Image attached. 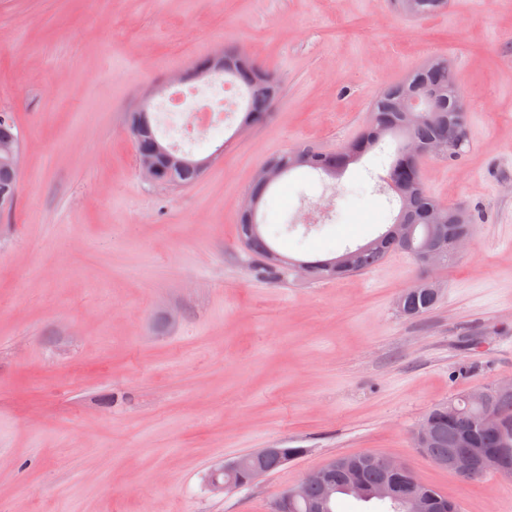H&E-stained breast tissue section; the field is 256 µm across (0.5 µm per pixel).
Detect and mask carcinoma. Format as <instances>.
<instances>
[{"instance_id":"carcinoma-1","label":"carcinoma","mask_w":512,"mask_h":512,"mask_svg":"<svg viewBox=\"0 0 512 512\" xmlns=\"http://www.w3.org/2000/svg\"><path fill=\"white\" fill-rule=\"evenodd\" d=\"M230 66L224 69V80H229L245 90L246 106L242 125L250 127L263 122L278 95V81L253 60H240L233 51L224 52ZM459 87L455 77L448 72V63L435 61L413 70L405 79L388 84L373 102L363 133L343 151L324 153L309 146H300L272 156L268 162L279 165L286 177L291 172L307 169L316 172L335 170L339 173L359 160L363 155L380 147L388 136L398 140L395 157L390 164L387 182L400 201L396 220L415 225L412 244L404 246L391 230L379 234L369 242L348 250L349 266L338 268L332 259L305 261L307 280L331 281L346 275L379 266L391 253L401 251L417 255L419 247L426 241L429 230V215L439 202L423 188L418 167L411 163L406 152L407 140L422 146H432L438 141L448 140V132L465 129L468 116L457 110L456 97ZM21 142V132L9 112H0V142ZM162 142L152 124V116L138 135L134 137L137 155L149 151L153 142ZM202 175V171L187 166L180 169H164L157 180L160 185L189 187ZM259 223L258 217L240 215L238 239L244 248L263 262L266 269L281 276L291 274V257L278 251L266 238L263 230L252 231L251 225ZM430 286L423 285L415 295L400 296L398 308L408 319H418L427 314L437 303L430 295ZM459 416L477 420L481 407L470 397L462 395L453 400ZM507 421L496 431L476 429V445L479 448H498L512 456V401L505 404ZM446 405H438L428 412L426 418L433 422L435 436L430 442V456L435 458L457 447L458 423L448 418Z\"/></svg>"}]
</instances>
